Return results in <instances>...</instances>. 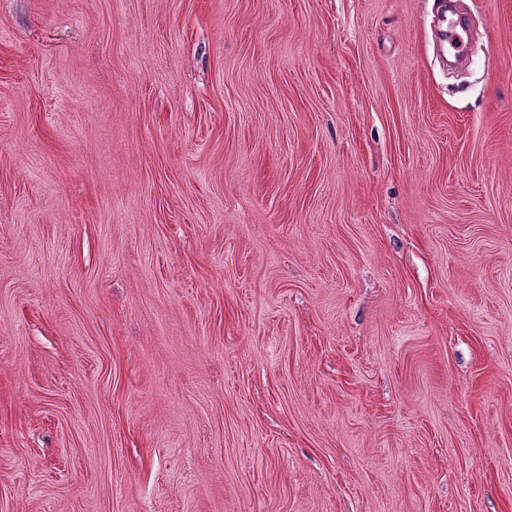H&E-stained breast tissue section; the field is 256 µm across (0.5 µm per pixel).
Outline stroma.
Returning <instances> with one entry per match:
<instances>
[{"instance_id":"stroma-1","label":"stroma","mask_w":512,"mask_h":512,"mask_svg":"<svg viewBox=\"0 0 512 512\" xmlns=\"http://www.w3.org/2000/svg\"><path fill=\"white\" fill-rule=\"evenodd\" d=\"M0 0V512H512V0Z\"/></svg>"}]
</instances>
